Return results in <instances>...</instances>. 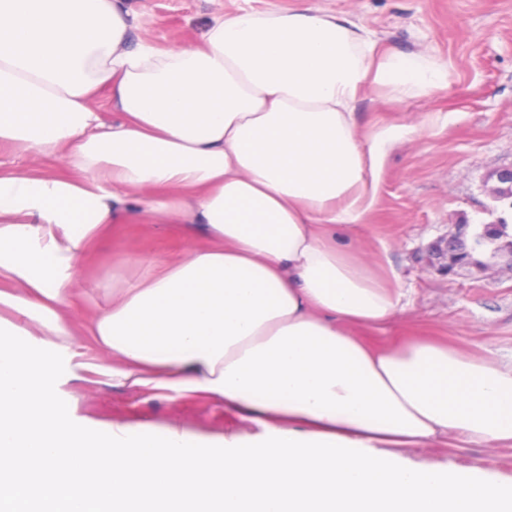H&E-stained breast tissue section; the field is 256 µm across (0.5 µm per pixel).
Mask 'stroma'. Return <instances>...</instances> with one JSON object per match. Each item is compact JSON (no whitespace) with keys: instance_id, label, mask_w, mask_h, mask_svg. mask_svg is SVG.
I'll use <instances>...</instances> for the list:
<instances>
[{"instance_id":"35a3bbf8","label":"stroma","mask_w":512,"mask_h":512,"mask_svg":"<svg viewBox=\"0 0 512 512\" xmlns=\"http://www.w3.org/2000/svg\"><path fill=\"white\" fill-rule=\"evenodd\" d=\"M306 0H124L133 17L132 43L161 49L198 43L213 15L244 8L283 11ZM375 33L382 48L404 57L429 53L448 72L433 95L402 101L374 90L360 98V130L387 132L380 149L378 189L366 221L353 231L364 261L395 291L400 310L378 330L357 336L380 348L426 339L512 365V202L493 196L495 173L512 166V0H314ZM490 224L504 230L494 244L475 248L468 262L450 265L452 236L471 241ZM204 227L147 224L129 206L96 232L73 264V292L63 311L81 332L113 284L145 272L140 257L167 262ZM73 420L99 434L175 429L214 445L235 435L253 442L263 426L225 411L221 400L160 392L132 393L92 369L86 357L65 356L57 385ZM410 465L479 469L512 483V447L463 450L405 448Z\"/></svg>"}]
</instances>
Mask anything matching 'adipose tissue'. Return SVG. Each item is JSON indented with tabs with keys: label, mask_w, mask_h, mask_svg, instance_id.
I'll list each match as a JSON object with an SVG mask.
<instances>
[{
	"label": "adipose tissue",
	"mask_w": 512,
	"mask_h": 512,
	"mask_svg": "<svg viewBox=\"0 0 512 512\" xmlns=\"http://www.w3.org/2000/svg\"><path fill=\"white\" fill-rule=\"evenodd\" d=\"M121 0H0V143L78 177L0 171V512H512V484L402 463L400 449L512 446V367L426 341L374 349L397 301L346 235L376 191L372 88L427 96L447 72L381 52L313 4L215 14L199 44L130 46ZM121 121L101 117L95 95ZM204 225L83 328L139 393H203L262 445L176 431L105 438L58 398L73 262L114 209Z\"/></svg>",
	"instance_id": "obj_1"
}]
</instances>
